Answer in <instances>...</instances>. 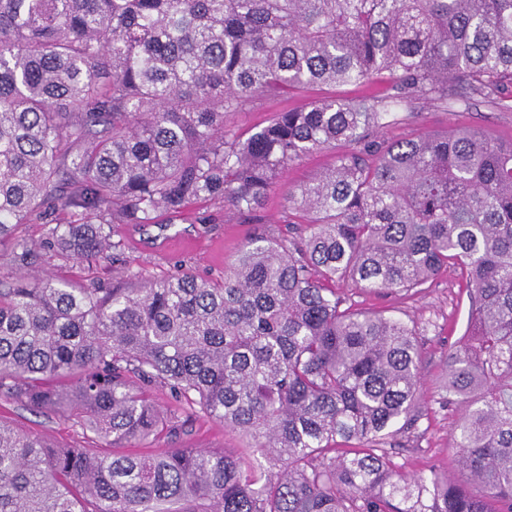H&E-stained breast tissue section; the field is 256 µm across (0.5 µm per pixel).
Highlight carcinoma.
Wrapping results in <instances>:
<instances>
[{
    "label": "carcinoma",
    "mask_w": 512,
    "mask_h": 512,
    "mask_svg": "<svg viewBox=\"0 0 512 512\" xmlns=\"http://www.w3.org/2000/svg\"><path fill=\"white\" fill-rule=\"evenodd\" d=\"M383 75L380 95L224 124ZM475 99L512 111V0H0V398L108 443L54 448L0 421V512H512V139L375 137L418 101ZM338 143L288 194L307 221L248 238L220 279L129 268L77 288L30 275L40 254L14 236L49 224V251L96 261L117 225L198 201L249 219ZM448 265L471 311L445 401L480 495L395 468L393 427L419 417L417 330L336 292L410 291ZM200 416L246 444L129 449ZM387 86V82L383 80L377 81L370 89L356 86H337L329 90L314 88L294 95L291 98L288 97V99L275 98L254 100L246 103L241 111L230 114L227 117V124L235 130L246 131L256 125H265L274 112H281L286 108L307 102L325 92L336 94L337 97L356 98L372 92L381 93L385 91Z\"/></svg>",
    "instance_id": "1"
}]
</instances>
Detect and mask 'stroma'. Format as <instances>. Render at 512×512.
I'll return each instance as SVG.
<instances>
[{
    "label": "stroma",
    "instance_id": "35a3bbf8",
    "mask_svg": "<svg viewBox=\"0 0 512 512\" xmlns=\"http://www.w3.org/2000/svg\"><path fill=\"white\" fill-rule=\"evenodd\" d=\"M314 88L291 98L260 99L246 103L239 112L227 118L229 127L238 131L266 124L273 113L307 102L320 96ZM455 126L478 127L488 134L512 137V112H504L482 103H453L443 108L432 104H417L414 111L401 112L397 121L380 129L378 140L390 142L438 133ZM334 150L310 155L291 166L270 192L253 223H241L236 214L220 213L210 205L194 204L187 214L179 217L181 225L190 228L196 240L192 243L174 240L168 253L157 254L134 242L127 225H119L114 235L120 246L113 258L97 262L65 260L58 257L43 259L41 267L57 278L77 286L111 285L122 280L125 269L142 272L143 276L159 279L179 269H189L197 275L217 279L223 277L234 261L239 247L250 236L265 232L286 234L289 223L302 222L301 213L289 210L286 195L289 189L308 181L316 172L333 161ZM212 216V223H202V216ZM341 294L349 304L363 309H377L417 323L422 350L420 394L421 416L415 426L397 433L395 443L400 449L393 461L404 474H430L431 470L447 472L449 477L460 474L457 449L451 427L461 414L457 405L445 403L444 386L448 380L445 361L469 325L470 301L465 276L460 268L448 267L430 286L405 296H376L345 282ZM0 420L40 434L49 444L82 447L86 441L80 427L71 421L33 412L14 403L0 400ZM161 448H181L187 445L221 448L237 453L242 447L241 436L225 429L223 423L199 419L190 435L179 439H161Z\"/></svg>",
    "mask_w": 512,
    "mask_h": 512
}]
</instances>
